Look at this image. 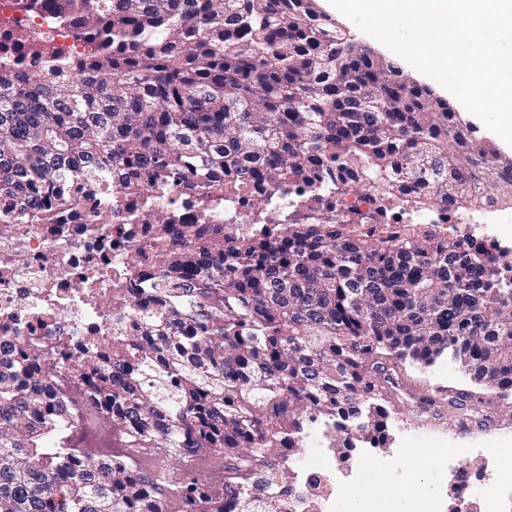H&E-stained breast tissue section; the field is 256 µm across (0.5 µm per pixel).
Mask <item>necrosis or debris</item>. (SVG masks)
Segmentation results:
<instances>
[{
  "mask_svg": "<svg viewBox=\"0 0 512 512\" xmlns=\"http://www.w3.org/2000/svg\"><path fill=\"white\" fill-rule=\"evenodd\" d=\"M117 193L121 204L100 229L92 228L86 210L78 216L59 214L52 224H16L10 236L0 235V344L15 336L46 345H64L75 336H111L112 320L102 310L112 303L113 284L139 291L156 273L150 255L131 260L134 247L155 234L154 225L128 219V207L144 193L134 184L118 187ZM156 198L171 201L182 224L198 223L203 213L216 222L250 224L261 202L281 224L328 222L365 229L380 219L378 201L357 189L352 176L336 170L308 172L274 194L255 183L232 194L224 180L215 179L206 188L181 184L160 189ZM387 221L401 231L410 224H431L461 240L481 239L491 254L501 257L505 275L512 276V233L505 231L512 223V208L458 203L413 212L396 207ZM297 467L320 481L317 512H333L336 479L330 474L331 461L313 454Z\"/></svg>",
  "mask_w": 512,
  "mask_h": 512,
  "instance_id": "1",
  "label": "necrosis or debris"
}]
</instances>
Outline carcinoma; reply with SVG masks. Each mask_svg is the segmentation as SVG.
Listing matches in <instances>:
<instances>
[{
    "label": "carcinoma",
    "instance_id": "carcinoma-1",
    "mask_svg": "<svg viewBox=\"0 0 512 512\" xmlns=\"http://www.w3.org/2000/svg\"><path fill=\"white\" fill-rule=\"evenodd\" d=\"M0 25V191L20 220L91 207L125 182L150 189L217 174L273 188L338 167L381 199L422 186L417 210L494 202L512 160L448 102L356 42L314 0H14ZM140 246L158 274L117 291L112 339L56 361L17 337L0 361V512H282L254 492L324 427L348 455L387 443L406 367L450 360L474 391L421 408L486 425L512 391V284L477 240L426 224L369 239L348 224H182L147 197ZM140 308L135 323L122 309ZM91 414L126 448L224 454V486L164 488L129 458L67 442Z\"/></svg>",
    "mask_w": 512,
    "mask_h": 512
}]
</instances>
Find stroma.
<instances>
[{
    "label": "stroma",
    "mask_w": 512,
    "mask_h": 512,
    "mask_svg": "<svg viewBox=\"0 0 512 512\" xmlns=\"http://www.w3.org/2000/svg\"><path fill=\"white\" fill-rule=\"evenodd\" d=\"M430 390L448 388L466 389L470 383L462 370L454 363L443 361L426 369H412L402 380V389L394 396L388 408L390 411V444L388 448H357L347 469L339 470V478L346 484L336 499V512H349L348 497L352 491L350 482L366 468L383 460L394 463L393 470L385 476L390 495L404 493L407 482V465L413 454H430L434 448H452L469 466L472 486L464 498H456L452 483V473L446 472L439 458L432 457L430 475L425 486L433 512H451L456 505L476 506L481 512H512V497L506 498L504 505L494 507L489 504L479 488L486 475L484 460L477 456L480 448H512V396L502 398L491 395L489 413L491 420L487 427H461L448 423L447 419H434L422 414L416 406L419 386Z\"/></svg>",
    "instance_id": "35a3bbf8"
}]
</instances>
